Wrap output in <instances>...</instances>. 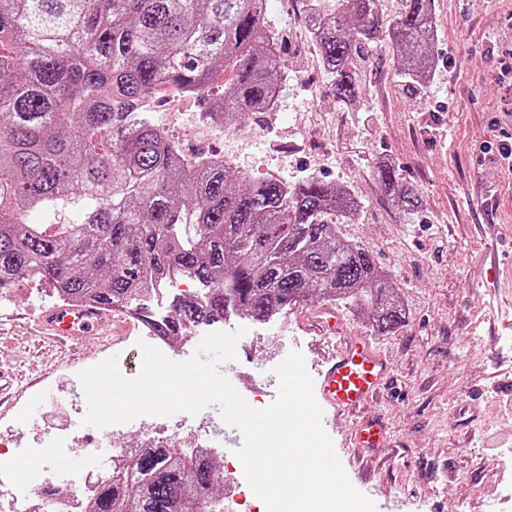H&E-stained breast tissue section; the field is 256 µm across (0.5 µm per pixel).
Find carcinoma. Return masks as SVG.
<instances>
[{"instance_id": "1", "label": "carcinoma", "mask_w": 512, "mask_h": 512, "mask_svg": "<svg viewBox=\"0 0 512 512\" xmlns=\"http://www.w3.org/2000/svg\"><path fill=\"white\" fill-rule=\"evenodd\" d=\"M267 0H0V294L28 276L59 300L136 309L183 275L202 294L176 301L157 327L178 336L236 312L264 322L300 301L352 302L373 329L403 320L366 245L338 225L361 208L345 188L308 177H252L205 155L190 162L148 118L162 89L204 98L224 126L276 105L285 61L265 26ZM314 46L342 103L361 92L357 60L389 41L401 70L430 65L432 0H310ZM385 194L418 213L414 188L377 166ZM65 224H27L30 211ZM220 466L206 450L136 448L86 512H215Z\"/></svg>"}]
</instances>
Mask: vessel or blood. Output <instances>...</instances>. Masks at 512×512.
I'll return each mask as SVG.
<instances>
[{
	"instance_id": "b4317fda",
	"label": "vessel or blood",
	"mask_w": 512,
	"mask_h": 512,
	"mask_svg": "<svg viewBox=\"0 0 512 512\" xmlns=\"http://www.w3.org/2000/svg\"><path fill=\"white\" fill-rule=\"evenodd\" d=\"M38 322L43 335L81 338L94 335L112 322L110 311L97 306L55 307L43 312ZM392 364L361 336H350L342 347L324 356L318 370V397L324 422L345 412L358 414L377 401L392 380ZM382 421L363 422L356 431L361 447H378L383 439Z\"/></svg>"
}]
</instances>
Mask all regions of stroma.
Masks as SVG:
<instances>
[{
  "instance_id": "35a3bbf8",
  "label": "stroma",
  "mask_w": 512,
  "mask_h": 512,
  "mask_svg": "<svg viewBox=\"0 0 512 512\" xmlns=\"http://www.w3.org/2000/svg\"><path fill=\"white\" fill-rule=\"evenodd\" d=\"M434 61L416 85L387 44L358 64L363 90L342 104L330 94L321 60L298 38L296 21L268 0L267 23L285 60L283 91L273 114L246 116L236 129L211 132L212 102L190 98L179 109L164 98L151 118L186 157L217 153L252 176L294 183L317 177L348 189L362 208L340 231L370 247L399 296L404 319L388 334L348 304L336 303L347 335L364 336L394 366L395 389L376 407L387 441L371 485L388 512H512V383H500L501 360L512 362V330L493 317L512 316L504 270L481 266L497 246L512 263V236L499 242L479 224L512 225V0H433ZM385 163L414 186L420 202L408 218L383 191L375 168ZM48 285L24 279L0 297V432L22 446L52 433L55 404L80 384L81 371L112 353L89 337L75 345L40 341L30 324L57 306ZM312 305L297 303L265 322L228 314L225 330L247 327L240 370L256 379L260 406L278 395L272 369L290 351L314 368L332 348H311L303 324Z\"/></svg>"
}]
</instances>
